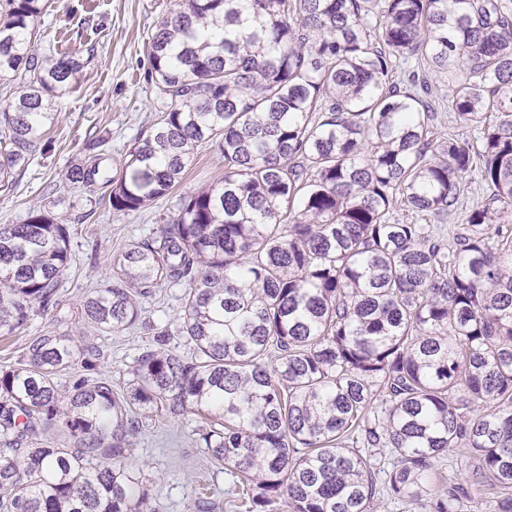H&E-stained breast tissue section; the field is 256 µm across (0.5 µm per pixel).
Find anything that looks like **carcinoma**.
<instances>
[{"label":"carcinoma","mask_w":512,"mask_h":512,"mask_svg":"<svg viewBox=\"0 0 512 512\" xmlns=\"http://www.w3.org/2000/svg\"><path fill=\"white\" fill-rule=\"evenodd\" d=\"M44 0H4L0 182L50 143L75 54L32 53ZM168 102L110 176L68 172L137 211L172 192L198 146L224 178L112 257L84 320L120 333L135 296L186 285L191 359L145 352L126 392L46 333L0 369V512H158L133 493L131 437L153 413L209 416L205 448L245 481V512H512V11L503 0H178L151 40ZM448 84V98L433 83ZM449 111L465 133L435 135ZM491 190L462 223L458 183ZM404 218H399V215ZM69 231L35 210L0 225V334L56 304ZM65 432L69 443L53 438ZM466 470L438 471L456 455Z\"/></svg>","instance_id":"cac0c4a2"}]
</instances>
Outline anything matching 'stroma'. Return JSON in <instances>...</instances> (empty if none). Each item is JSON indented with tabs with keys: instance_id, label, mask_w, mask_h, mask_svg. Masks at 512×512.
<instances>
[{
	"instance_id": "obj_1",
	"label": "stroma",
	"mask_w": 512,
	"mask_h": 512,
	"mask_svg": "<svg viewBox=\"0 0 512 512\" xmlns=\"http://www.w3.org/2000/svg\"><path fill=\"white\" fill-rule=\"evenodd\" d=\"M176 0H47L38 22L35 53L45 59L77 54L78 81L56 98L55 116L46 128L52 148L16 169L0 183V225L20 224L30 211L48 213L70 232L72 262L57 286L58 307L35 310L27 327L0 336V367L15 365L30 341L49 331L87 336L99 349L96 374L125 390L130 370L146 350L164 346L183 357L193 347L179 334L157 343L159 328L179 325L182 286L163 282L140 298V320L119 334L91 331L81 314L84 298L111 273L110 261L127 244L153 237L176 215L177 198L190 195L224 175V159L215 148L195 153L171 195L135 212L113 210L108 187L70 184L68 170L98 143L100 153L120 167L129 151L152 129L165 96L151 74L148 47L158 24ZM204 419L196 411L170 418L143 419L134 436L132 458L140 471V489L159 512H201L207 498L211 512H242L238 474L211 461L199 431Z\"/></svg>"
}]
</instances>
